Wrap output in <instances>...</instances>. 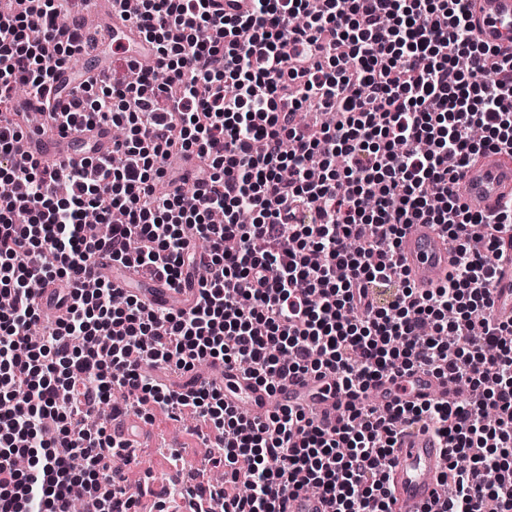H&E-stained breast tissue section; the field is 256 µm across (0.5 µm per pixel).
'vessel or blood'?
<instances>
[{
  "mask_svg": "<svg viewBox=\"0 0 512 512\" xmlns=\"http://www.w3.org/2000/svg\"><path fill=\"white\" fill-rule=\"evenodd\" d=\"M112 0H84L85 16H111L112 34L124 48L125 56L134 63L153 60L154 52L127 20L112 16ZM476 36L486 44L512 43V0H474ZM82 57L86 64L83 76L70 69L57 71L51 91L61 98L79 96L82 79L102 80L112 75L111 65L105 64L100 50H88ZM113 127L101 122L91 127L75 126L61 133L51 127L37 128L22 137L19 146L26 157L44 164L79 165L88 156L106 157L112 153ZM465 205L475 213L490 214L497 208L501 194L512 191V159L488 153L471 162L457 186ZM399 254L410 282L418 292L437 287L447 276L453 259L449 239L432 225H410L400 243ZM187 292L186 287L174 288L156 281L144 293L147 306L178 309ZM493 316L497 323L512 322V255H507L497 267L493 288ZM224 393L227 403L237 406L250 416L264 417L271 402L302 406L312 411L324 427H332L340 407L348 400L346 391L337 380H319L295 376L276 392L268 395L254 380L234 370L224 372ZM381 405L394 404L397 399L421 403L448 399V384L425 371L391 375L371 390ZM447 464L446 454L436 439L425 429L408 427L397 437L394 454L387 472L389 484L397 499L399 512H425L436 502V482ZM286 512H328L329 506L320 498L303 493L288 498Z\"/></svg>",
  "mask_w": 512,
  "mask_h": 512,
  "instance_id": "b4317fda",
  "label": "vessel or blood"
}]
</instances>
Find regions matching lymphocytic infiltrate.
Instances as JSON below:
<instances>
[{"label": "lymphocytic infiltrate", "mask_w": 512, "mask_h": 512, "mask_svg": "<svg viewBox=\"0 0 512 512\" xmlns=\"http://www.w3.org/2000/svg\"><path fill=\"white\" fill-rule=\"evenodd\" d=\"M127 19L158 63L135 81L85 83L50 102L60 129L125 128L111 158L80 169L17 162L25 113L0 114V512H137L107 425L148 404L191 409L217 432L220 512H284L310 492L329 512H395L385 467L400 429L448 451L439 512H512V323L493 324L492 288L512 194L488 215L455 186L474 157L512 158V45L474 34L472 0H141ZM73 0L0 7V106L43 95L80 52ZM492 82H484V75ZM334 114L312 130L307 108ZM483 135L472 139L473 128ZM208 159L191 192L159 191L173 156ZM250 223L238 220L240 207ZM409 224L436 225L455 264L428 294L398 272ZM205 240L196 250L195 240ZM170 285L185 308L116 307L89 271L98 253ZM63 281L64 316L40 323L31 282ZM222 364L269 392L334 376L353 397L334 427L280 405L251 419L196 368ZM425 369L468 384L463 400L367 403L391 374ZM109 404V403H108Z\"/></svg>", "instance_id": "f902f5d3"}]
</instances>
